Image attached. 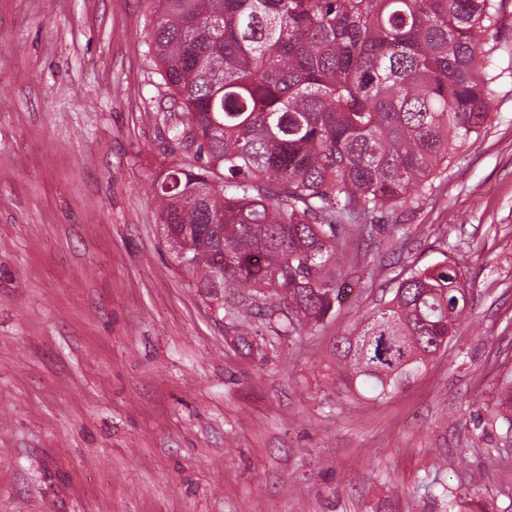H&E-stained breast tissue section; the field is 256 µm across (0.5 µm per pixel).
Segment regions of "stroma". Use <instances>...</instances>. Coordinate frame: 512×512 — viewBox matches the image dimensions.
<instances>
[{
  "label": "stroma",
  "instance_id": "35a3bbf8",
  "mask_svg": "<svg viewBox=\"0 0 512 512\" xmlns=\"http://www.w3.org/2000/svg\"><path fill=\"white\" fill-rule=\"evenodd\" d=\"M151 0H0V512H512V0L493 115L447 169L351 228L334 315L296 336L239 315L276 297L203 288L154 186L192 164L149 56ZM456 258L472 293L447 353L384 400L336 387L330 351L404 267Z\"/></svg>",
  "mask_w": 512,
  "mask_h": 512
}]
</instances>
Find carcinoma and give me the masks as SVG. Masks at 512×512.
<instances>
[{"label":"carcinoma","mask_w":512,"mask_h":512,"mask_svg":"<svg viewBox=\"0 0 512 512\" xmlns=\"http://www.w3.org/2000/svg\"><path fill=\"white\" fill-rule=\"evenodd\" d=\"M151 60L201 161L157 182L176 259L205 288L279 297L278 336L321 325L338 298L347 224L408 201L492 111L503 0H154ZM471 297L447 258L336 338L349 393L383 400L448 347ZM512 429V380L497 400ZM448 512H488L469 496Z\"/></svg>","instance_id":"1"}]
</instances>
